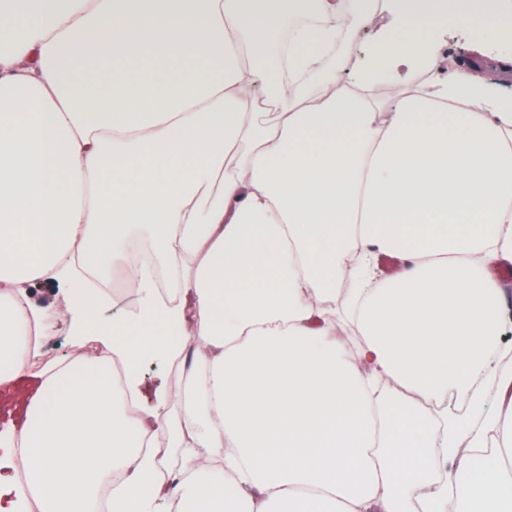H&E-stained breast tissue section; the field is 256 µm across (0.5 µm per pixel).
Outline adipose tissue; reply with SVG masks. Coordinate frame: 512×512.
I'll list each match as a JSON object with an SVG mask.
<instances>
[{
  "label": "adipose tissue",
  "instance_id": "ef3b65f1",
  "mask_svg": "<svg viewBox=\"0 0 512 512\" xmlns=\"http://www.w3.org/2000/svg\"><path fill=\"white\" fill-rule=\"evenodd\" d=\"M286 7L0 0V390L42 320L26 287L53 282L72 335L189 380L148 396L90 356L39 370L0 428V512H101L104 487L110 512H512L491 274L512 265V92L442 75L440 0H308L284 58L266 46ZM380 10L344 81L327 57ZM467 10L512 64V0ZM391 84L405 94L376 96ZM133 239L156 262L109 320L86 270ZM451 393L468 413L443 410Z\"/></svg>",
  "mask_w": 512,
  "mask_h": 512
}]
</instances>
